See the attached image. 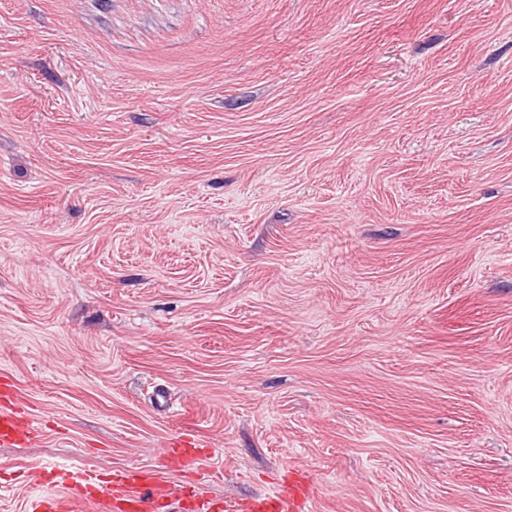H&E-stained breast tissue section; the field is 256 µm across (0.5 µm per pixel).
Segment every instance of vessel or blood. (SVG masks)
<instances>
[{"mask_svg": "<svg viewBox=\"0 0 512 512\" xmlns=\"http://www.w3.org/2000/svg\"><path fill=\"white\" fill-rule=\"evenodd\" d=\"M39 434L16 395L0 391V445ZM201 446L189 436L167 449L168 465L179 474L174 482L158 468L125 466L107 476L72 465L35 468L28 480L38 490L28 495L24 512H306L313 491L302 484L240 500L205 496L198 482L206 462Z\"/></svg>", "mask_w": 512, "mask_h": 512, "instance_id": "b4317fda", "label": "vessel or blood"}]
</instances>
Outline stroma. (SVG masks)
Returning a JSON list of instances; mask_svg holds the SVG:
<instances>
[{
    "mask_svg": "<svg viewBox=\"0 0 512 512\" xmlns=\"http://www.w3.org/2000/svg\"><path fill=\"white\" fill-rule=\"evenodd\" d=\"M2 378L0 512L185 434L217 498L512 512V0H0ZM0 404V445L39 436L40 428L16 394L4 388Z\"/></svg>",
    "mask_w": 512,
    "mask_h": 512,
    "instance_id": "stroma-1",
    "label": "stroma"
}]
</instances>
